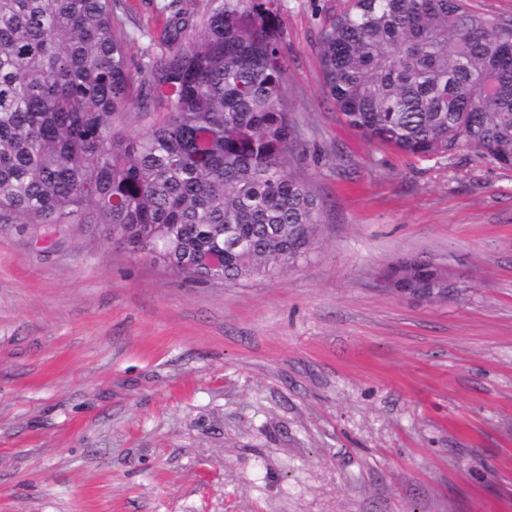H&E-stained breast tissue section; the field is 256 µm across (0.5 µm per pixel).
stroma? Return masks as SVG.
<instances>
[{
    "instance_id": "obj_1",
    "label": "stroma",
    "mask_w": 512,
    "mask_h": 512,
    "mask_svg": "<svg viewBox=\"0 0 512 512\" xmlns=\"http://www.w3.org/2000/svg\"><path fill=\"white\" fill-rule=\"evenodd\" d=\"M126 2L129 57L164 52L160 0ZM347 6L280 0L309 261L194 285L0 223V512H512V170L344 124L317 41ZM417 256L447 300L395 290Z\"/></svg>"
}]
</instances>
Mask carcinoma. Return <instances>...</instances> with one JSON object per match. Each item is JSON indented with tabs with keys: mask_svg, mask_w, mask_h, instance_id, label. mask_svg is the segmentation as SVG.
Returning a JSON list of instances; mask_svg holds the SVG:
<instances>
[{
	"mask_svg": "<svg viewBox=\"0 0 512 512\" xmlns=\"http://www.w3.org/2000/svg\"><path fill=\"white\" fill-rule=\"evenodd\" d=\"M168 0L167 51L135 62L125 0H0V221L87 224L173 277L239 284L307 261L321 204L293 174L279 0ZM323 87L370 142L415 158L460 147L512 168V19L466 0H349L317 42ZM158 112L127 134L125 112ZM398 288L445 275L413 259Z\"/></svg>",
	"mask_w": 512,
	"mask_h": 512,
	"instance_id": "cac0c4a2",
	"label": "carcinoma"
}]
</instances>
